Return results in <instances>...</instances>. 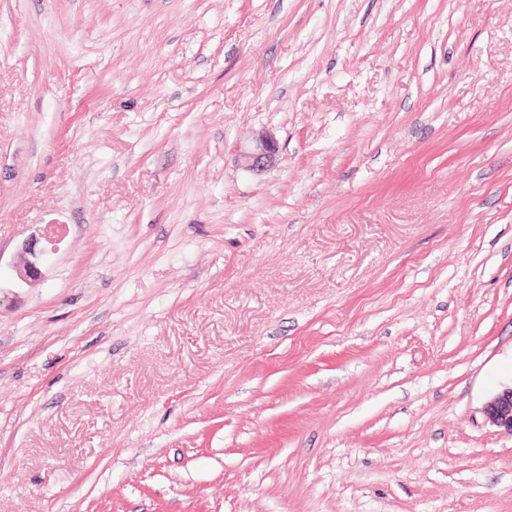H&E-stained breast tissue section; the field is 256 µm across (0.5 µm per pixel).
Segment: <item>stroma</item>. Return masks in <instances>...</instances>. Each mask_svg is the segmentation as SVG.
<instances>
[{"label":"stroma","mask_w":512,"mask_h":512,"mask_svg":"<svg viewBox=\"0 0 512 512\" xmlns=\"http://www.w3.org/2000/svg\"><path fill=\"white\" fill-rule=\"evenodd\" d=\"M509 385L512 0H0V512H512ZM279 152L278 142L267 131H262L253 139V144L240 154L243 166L251 171H263L270 167ZM53 225H46L39 235H32L27 239L21 247L24 257L23 265L16 267L15 278L22 284L32 287L42 280L43 267H45L50 259L48 249L41 247V239H45L48 243L52 242L55 237L51 228ZM485 414L490 423L512 434V385L487 402Z\"/></svg>","instance_id":"35a3bbf8"}]
</instances>
